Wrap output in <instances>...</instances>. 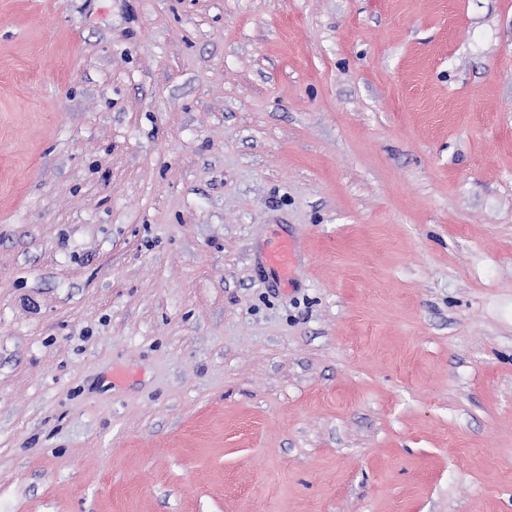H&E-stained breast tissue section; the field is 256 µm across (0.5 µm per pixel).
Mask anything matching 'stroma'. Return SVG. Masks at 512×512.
Wrapping results in <instances>:
<instances>
[{"mask_svg": "<svg viewBox=\"0 0 512 512\" xmlns=\"http://www.w3.org/2000/svg\"><path fill=\"white\" fill-rule=\"evenodd\" d=\"M0 512H512V0H0Z\"/></svg>", "mask_w": 512, "mask_h": 512, "instance_id": "1", "label": "stroma"}]
</instances>
